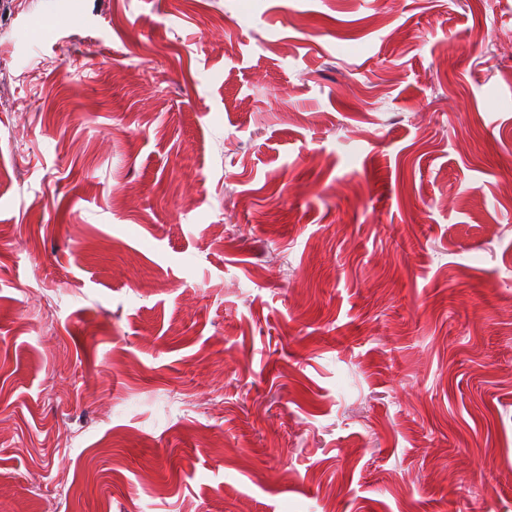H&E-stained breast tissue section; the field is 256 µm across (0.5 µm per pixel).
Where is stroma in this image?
<instances>
[{
    "instance_id": "stroma-1",
    "label": "stroma",
    "mask_w": 512,
    "mask_h": 512,
    "mask_svg": "<svg viewBox=\"0 0 512 512\" xmlns=\"http://www.w3.org/2000/svg\"><path fill=\"white\" fill-rule=\"evenodd\" d=\"M512 0H0V512H512Z\"/></svg>"
}]
</instances>
